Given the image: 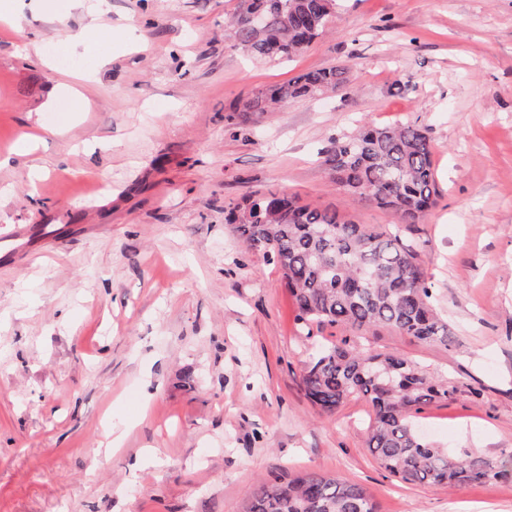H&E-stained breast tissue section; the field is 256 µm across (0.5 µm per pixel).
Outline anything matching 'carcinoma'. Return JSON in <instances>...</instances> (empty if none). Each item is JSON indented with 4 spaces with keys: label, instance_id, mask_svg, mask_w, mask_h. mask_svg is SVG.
Segmentation results:
<instances>
[{
    "label": "carcinoma",
    "instance_id": "cac0c4a2",
    "mask_svg": "<svg viewBox=\"0 0 512 512\" xmlns=\"http://www.w3.org/2000/svg\"><path fill=\"white\" fill-rule=\"evenodd\" d=\"M336 0H240L226 24L231 47L254 59L290 60L326 33ZM343 65L308 70L270 86L236 108L271 112L289 99L334 91L349 81ZM326 163L354 200L385 209L399 224H419L439 195L433 146L410 122L367 126L336 140ZM234 232L272 259L294 298L297 320L385 327L423 343H452L414 250L393 234L336 212L302 205L294 195L255 193L224 216ZM306 396L325 412L349 397L372 407L368 448L380 467L408 484L455 486L496 479L509 460L451 457L425 440L413 417L453 389L410 358L346 343L320 349L301 376ZM246 512H378L362 486L305 472L250 492Z\"/></svg>",
    "mask_w": 512,
    "mask_h": 512
}]
</instances>
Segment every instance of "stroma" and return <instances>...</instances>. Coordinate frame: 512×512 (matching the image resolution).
Wrapping results in <instances>:
<instances>
[{"label":"stroma","mask_w":512,"mask_h":512,"mask_svg":"<svg viewBox=\"0 0 512 512\" xmlns=\"http://www.w3.org/2000/svg\"><path fill=\"white\" fill-rule=\"evenodd\" d=\"M235 2L108 0L93 17L17 0L0 26V233L16 238L0 251V512H244L260 482L308 471L363 486L378 512H512V475L390 477L370 405L329 414L301 386L326 342L400 354L456 388L421 413L429 441L512 455V0H337L290 62L229 47ZM85 27L90 51L57 37ZM338 64L348 86L226 130L246 97ZM401 121L429 136L440 195L399 226L324 159L357 125ZM255 192L398 226L452 347L303 327L279 268L224 222Z\"/></svg>","instance_id":"35a3bbf8"}]
</instances>
